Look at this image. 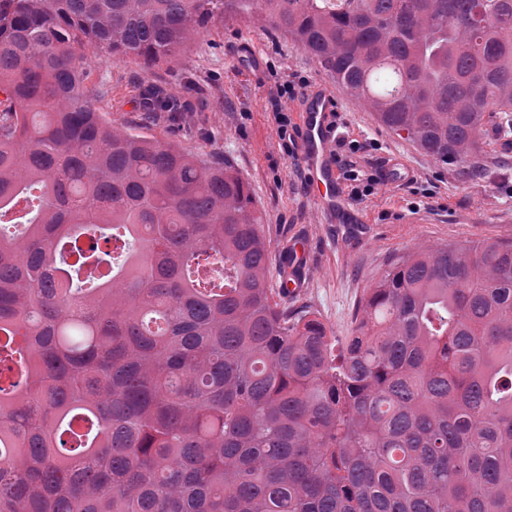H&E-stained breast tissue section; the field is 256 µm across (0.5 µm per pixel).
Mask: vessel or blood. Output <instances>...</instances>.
<instances>
[{
	"instance_id": "b4317fda",
	"label": "vessel or blood",
	"mask_w": 512,
	"mask_h": 512,
	"mask_svg": "<svg viewBox=\"0 0 512 512\" xmlns=\"http://www.w3.org/2000/svg\"><path fill=\"white\" fill-rule=\"evenodd\" d=\"M337 100L319 87L306 95L297 114V156L309 187L328 223H336L345 212V199L338 187L336 139L334 137Z\"/></svg>"
}]
</instances>
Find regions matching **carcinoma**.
<instances>
[{
	"instance_id": "cac0c4a2",
	"label": "carcinoma",
	"mask_w": 512,
	"mask_h": 512,
	"mask_svg": "<svg viewBox=\"0 0 512 512\" xmlns=\"http://www.w3.org/2000/svg\"><path fill=\"white\" fill-rule=\"evenodd\" d=\"M255 15L439 162L512 123V0H0V512H512V241L401 257L337 353L238 169L91 105L80 51Z\"/></svg>"
}]
</instances>
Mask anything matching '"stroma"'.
<instances>
[{
    "label": "stroma",
    "instance_id": "stroma-1",
    "mask_svg": "<svg viewBox=\"0 0 512 512\" xmlns=\"http://www.w3.org/2000/svg\"><path fill=\"white\" fill-rule=\"evenodd\" d=\"M81 66L92 103L118 131L139 129L185 150L230 159L263 206L272 257L295 239L307 241L303 289L294 301L317 312L330 335L344 341L355 326L368 288L400 256L485 238L512 239V136L488 129L485 153L461 175L380 126L363 103L339 94L340 131L363 143L340 159L365 174L401 159L414 172L400 186L375 185L371 195L349 200L337 224L326 223L295 155L282 147L274 108L295 112L299 100L272 104L275 85L307 80L335 90L336 83L304 50L271 36L257 20H225L197 33L175 63L147 69L135 60L84 51ZM182 99V112H146L139 94L148 88Z\"/></svg>",
    "mask_w": 512,
    "mask_h": 512
}]
</instances>
